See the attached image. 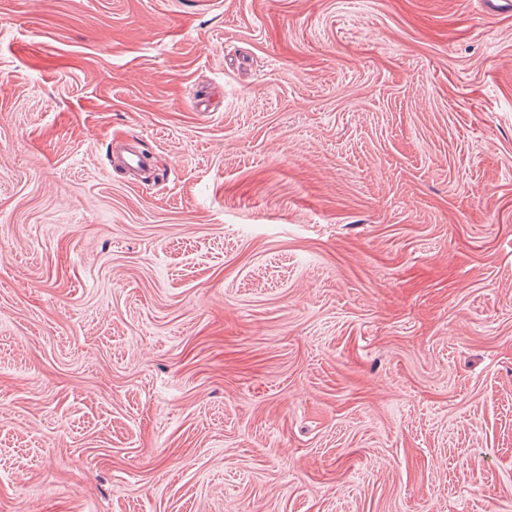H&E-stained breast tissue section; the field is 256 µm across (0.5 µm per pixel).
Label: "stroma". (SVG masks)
Here are the masks:
<instances>
[{
	"mask_svg": "<svg viewBox=\"0 0 512 512\" xmlns=\"http://www.w3.org/2000/svg\"><path fill=\"white\" fill-rule=\"evenodd\" d=\"M0 512H512V0H0Z\"/></svg>",
	"mask_w": 512,
	"mask_h": 512,
	"instance_id": "1",
	"label": "stroma"
}]
</instances>
